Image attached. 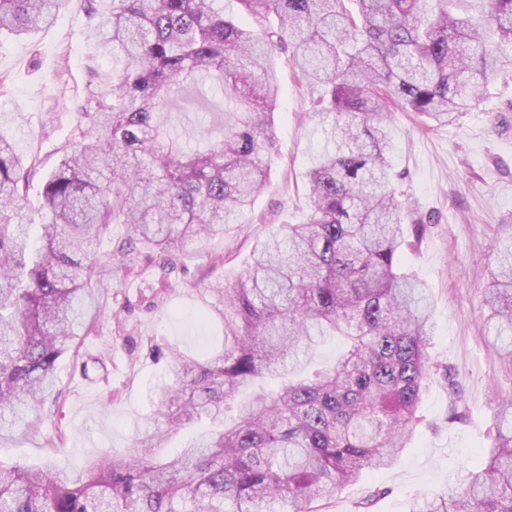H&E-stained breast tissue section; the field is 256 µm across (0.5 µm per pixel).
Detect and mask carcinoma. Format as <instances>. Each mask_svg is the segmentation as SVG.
<instances>
[{"instance_id": "carcinoma-1", "label": "carcinoma", "mask_w": 512, "mask_h": 512, "mask_svg": "<svg viewBox=\"0 0 512 512\" xmlns=\"http://www.w3.org/2000/svg\"><path fill=\"white\" fill-rule=\"evenodd\" d=\"M68 0H0V33L24 37ZM91 37L111 65L42 185L0 135V421L31 431L58 360L77 352L93 285L136 245L173 252L244 223L277 143L274 57L321 90L324 141L306 172L310 213L259 242L234 283L197 289L224 322L202 362L172 347V382L127 455L107 448L69 485L40 467L0 463V512H316L315 503L395 464L440 367L424 284L402 250L427 221L399 190L389 155L397 110L429 127L469 112L512 66V0H110ZM212 80L220 118L190 152L169 112ZM114 224L127 238L100 254ZM496 250L487 324L512 369V240ZM343 339L329 367L303 375L318 339ZM164 421L165 427L156 425ZM209 431L174 456L171 436ZM485 462L409 512H512V399Z\"/></svg>"}]
</instances>
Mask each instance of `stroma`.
Instances as JSON below:
<instances>
[{
  "label": "stroma",
  "instance_id": "1",
  "mask_svg": "<svg viewBox=\"0 0 512 512\" xmlns=\"http://www.w3.org/2000/svg\"><path fill=\"white\" fill-rule=\"evenodd\" d=\"M83 0H69L56 21L26 38L0 35V134L49 173L84 117L91 72L108 62L89 35ZM283 89L276 108L277 153L266 186L245 224L185 247L169 261L137 256L112 268L81 329L79 358L60 360V405L46 403L39 432L0 430V463L40 466L78 479L103 449L131 450L153 395L169 378L150 354L154 341L204 354L224 325L200 319L195 288L234 282L255 245L280 224L305 221V175L321 144L310 122L316 98L277 58ZM394 170L412 206L430 224L422 242L406 249L407 264L424 282L432 305L433 358L449 378H435L423 397L422 423L398 463L368 472L330 497L324 512H361L364 492L380 490L370 512H406L413 499L444 491L479 462L491 444L503 400L512 397L507 371L484 326L491 245L512 236V69L480 106L452 126L426 129L411 112L391 128Z\"/></svg>",
  "mask_w": 512,
  "mask_h": 512
}]
</instances>
